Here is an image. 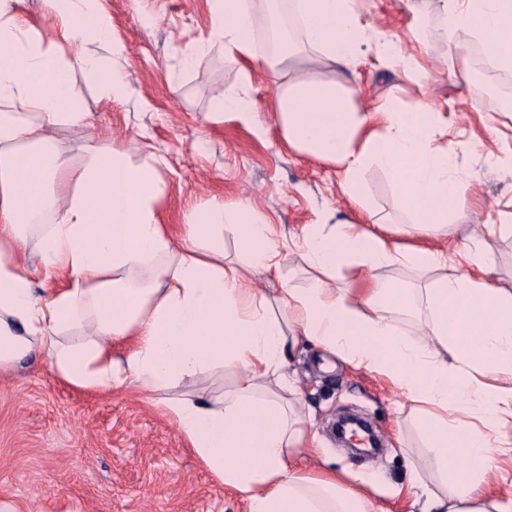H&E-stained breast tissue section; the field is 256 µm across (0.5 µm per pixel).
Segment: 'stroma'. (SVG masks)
I'll return each mask as SVG.
<instances>
[{
  "label": "stroma",
  "mask_w": 512,
  "mask_h": 512,
  "mask_svg": "<svg viewBox=\"0 0 512 512\" xmlns=\"http://www.w3.org/2000/svg\"><path fill=\"white\" fill-rule=\"evenodd\" d=\"M364 5L374 27L418 56L429 80L417 87L400 69L368 55L350 77L359 104L386 96L411 104L426 100L447 123L463 170L476 180L479 207L452 211L453 234L430 232L422 242L451 250L470 236H485L498 278L512 281V236L486 232L490 224L512 225V163L488 165L472 150L478 138L512 147V109L487 116L481 99L470 95L458 75L443 31L434 30L426 44L410 42L415 9H432V0H365ZM107 7L114 35L124 46L119 64L131 95L108 102L93 83L75 74L91 126L58 131L70 155H79L91 136L111 137L133 155L142 144H152L167 161L164 220L178 232L187 210L214 195L228 203H250L288 235H300L304 225L326 213L358 221V210L340 189L341 173L288 148L267 126L276 84L262 64L253 67L259 122L251 126L228 116L204 118L212 100L239 77L237 64L220 50L201 57L179 88L168 85V66L192 39L209 32L205 0H107ZM362 189L376 219L408 230L402 196L383 171L368 168ZM288 372L317 434L315 446L295 458L300 469H335L380 512H411L400 491L410 466L418 467L425 482L441 483L414 404L376 376L306 341L293 351ZM350 408L363 413L381 435L382 455L367 460L337 446L330 427ZM1 499L16 512H249L244 497L198 460L147 393L134 385L75 388L44 358L0 372Z\"/></svg>",
  "instance_id": "35a3bbf8"
}]
</instances>
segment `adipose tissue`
I'll list each match as a JSON object with an SVG mask.
<instances>
[{
    "mask_svg": "<svg viewBox=\"0 0 512 512\" xmlns=\"http://www.w3.org/2000/svg\"><path fill=\"white\" fill-rule=\"evenodd\" d=\"M22 3L0 0V370L42 355L80 389L138 385L249 512H375L335 472L292 463L316 440L291 401L287 372L305 338L415 404L450 482L431 486L411 473L419 512H512V494L489 483L512 447V283L495 278L481 238L448 251L367 230L374 216L361 176L371 166L402 190L422 231L478 199L438 112L387 97L365 110L357 104L345 74L363 64V48L417 85L429 78L365 21L363 0H207L210 31L182 55L189 66L219 44L241 63L210 115L246 125L256 124L257 105L245 63L262 60L277 83L270 117L283 140L340 171L363 224L325 218L297 238L250 204L218 196L193 206L176 237L162 218L161 156L136 160L100 138L71 156L57 131L90 124L75 72L108 100L129 94L125 74L84 47L96 39L118 55L123 45L103 0H42L44 26ZM434 15L449 38L474 34L499 69H512V0H435L434 13L416 15L412 40L426 41ZM261 28L274 46L259 44ZM228 238L242 243L247 264L226 256ZM29 239L40 258L32 273L18 250ZM292 251L311 273L308 287L282 274ZM344 266L371 273L359 297L333 285ZM395 266L434 278L396 292L374 276ZM405 309L419 311V330L400 323ZM226 375L230 388L197 391Z\"/></svg>",
    "mask_w": 512,
    "mask_h": 512,
    "instance_id": "adipose-tissue-1",
    "label": "adipose tissue"
}]
</instances>
